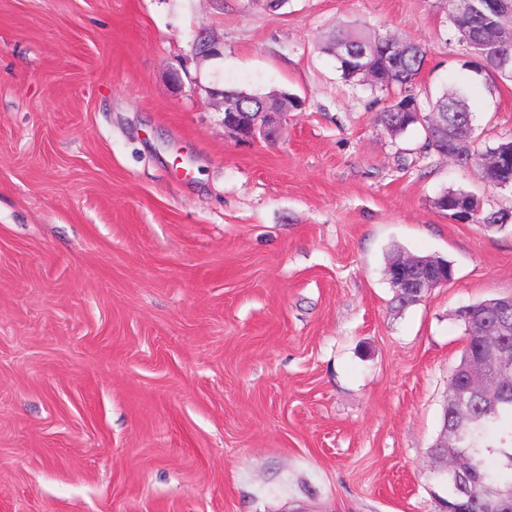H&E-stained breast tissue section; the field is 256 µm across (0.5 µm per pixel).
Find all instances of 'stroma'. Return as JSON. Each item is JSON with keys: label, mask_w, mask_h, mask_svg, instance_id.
<instances>
[{"label": "stroma", "mask_w": 512, "mask_h": 512, "mask_svg": "<svg viewBox=\"0 0 512 512\" xmlns=\"http://www.w3.org/2000/svg\"><path fill=\"white\" fill-rule=\"evenodd\" d=\"M353 23L512 136L448 0H0V512H441L455 313L512 296V223L435 200L512 189L377 125L322 50ZM214 89L304 107L241 142ZM396 247L452 280L398 307Z\"/></svg>", "instance_id": "obj_1"}]
</instances>
